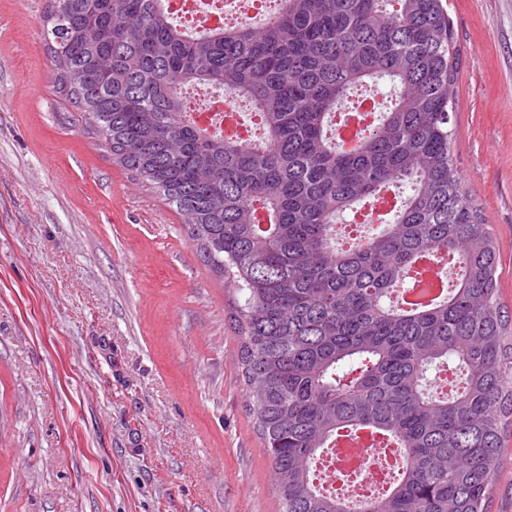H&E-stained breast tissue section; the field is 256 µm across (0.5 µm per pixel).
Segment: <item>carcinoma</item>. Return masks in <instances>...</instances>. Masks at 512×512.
Instances as JSON below:
<instances>
[{"mask_svg":"<svg viewBox=\"0 0 512 512\" xmlns=\"http://www.w3.org/2000/svg\"><path fill=\"white\" fill-rule=\"evenodd\" d=\"M42 25L60 92L112 163L175 206L205 266L244 294L242 376L281 512H488L512 417V316L451 150L460 52L443 0H279L261 26L196 33L164 0H49ZM382 78L397 95L341 150L338 106ZM198 85L246 100L258 144L198 127ZM404 182L381 234L336 245L338 214ZM432 251L455 283L406 308L395 293ZM432 368L454 377L448 394L427 391ZM362 428L401 449L396 479L332 496L315 459Z\"/></svg>","mask_w":512,"mask_h":512,"instance_id":"carcinoma-1","label":"carcinoma"}]
</instances>
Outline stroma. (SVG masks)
<instances>
[{
	"label": "stroma",
	"instance_id": "stroma-1",
	"mask_svg": "<svg viewBox=\"0 0 512 512\" xmlns=\"http://www.w3.org/2000/svg\"><path fill=\"white\" fill-rule=\"evenodd\" d=\"M0 0V512H279L230 293ZM453 154L512 311V0H450Z\"/></svg>",
	"mask_w": 512,
	"mask_h": 512
}]
</instances>
